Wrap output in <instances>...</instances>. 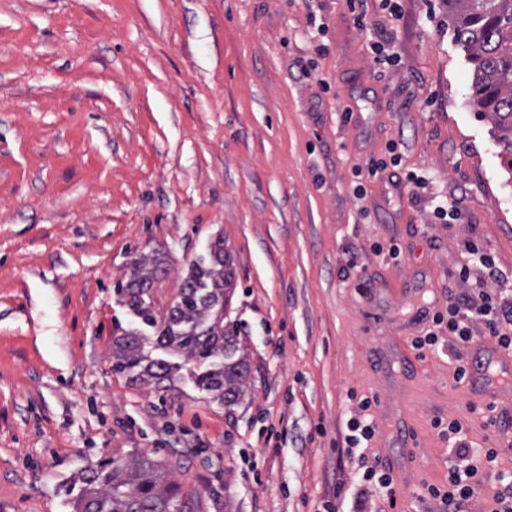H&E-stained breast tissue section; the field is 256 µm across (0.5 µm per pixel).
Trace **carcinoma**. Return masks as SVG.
<instances>
[{"label":"carcinoma","instance_id":"cac0c4a2","mask_svg":"<svg viewBox=\"0 0 512 512\" xmlns=\"http://www.w3.org/2000/svg\"><path fill=\"white\" fill-rule=\"evenodd\" d=\"M448 24L472 65V99L491 119L509 154L512 171V0H444ZM168 273L166 255L156 252L134 263L127 282L116 286L120 302L154 329L156 341L197 367L199 389L224 406L237 403L249 384L251 367L240 354L238 325L224 323L236 282L235 259L218 236L205 256L188 264L176 296L158 317L151 296ZM145 337L126 332L112 337V373L129 385L154 384L164 392L178 366L143 354ZM76 512H191L189 499L169 484L160 465L139 456L107 460L82 478Z\"/></svg>","mask_w":512,"mask_h":512}]
</instances>
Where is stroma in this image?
Masks as SVG:
<instances>
[{
  "label": "stroma",
  "mask_w": 512,
  "mask_h": 512,
  "mask_svg": "<svg viewBox=\"0 0 512 512\" xmlns=\"http://www.w3.org/2000/svg\"><path fill=\"white\" fill-rule=\"evenodd\" d=\"M400 3L387 67L379 17L358 28L346 0H0V512H74L89 468L143 453L194 512H352L367 464L398 483L386 512H440L423 486L448 476L452 418L499 450L484 512L512 471V354L482 340L498 376L457 385L447 338L423 360L410 341L417 306L460 290L462 239L512 291V173L442 0ZM393 143L400 165L358 180ZM452 190L463 223H431ZM219 236L250 389L224 408L188 364L168 392L129 386L112 339L141 324L117 283L164 252L165 312ZM364 396L378 434L351 453Z\"/></svg>",
  "instance_id": "obj_1"
}]
</instances>
